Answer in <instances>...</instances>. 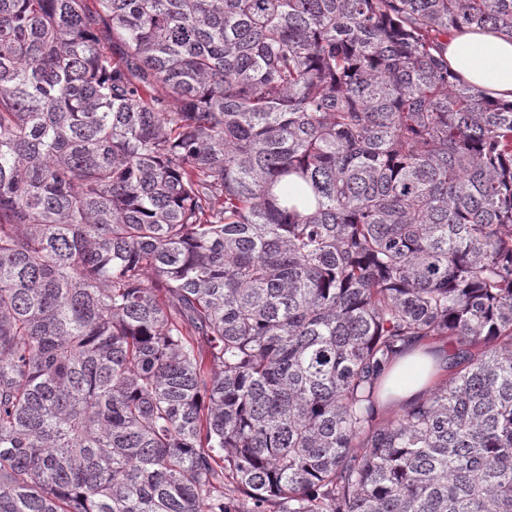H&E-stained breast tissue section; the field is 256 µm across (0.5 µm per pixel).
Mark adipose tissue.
Listing matches in <instances>:
<instances>
[{
	"mask_svg": "<svg viewBox=\"0 0 512 512\" xmlns=\"http://www.w3.org/2000/svg\"><path fill=\"white\" fill-rule=\"evenodd\" d=\"M446 56L450 68L472 86L496 98L512 100V38L493 32L466 31L448 37ZM407 363L416 365L412 379H403L402 368H395L386 383L395 401L410 406L421 400L431 378L446 364L442 351L430 352L417 346Z\"/></svg>",
	"mask_w": 512,
	"mask_h": 512,
	"instance_id": "ef3b65f1",
	"label": "adipose tissue"
}]
</instances>
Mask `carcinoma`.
I'll use <instances>...</instances> for the list:
<instances>
[{"label": "carcinoma", "instance_id": "1", "mask_svg": "<svg viewBox=\"0 0 512 512\" xmlns=\"http://www.w3.org/2000/svg\"><path fill=\"white\" fill-rule=\"evenodd\" d=\"M475 28L512 0H0V512H512ZM446 358L444 351L427 352L424 346H416L411 355L398 364L386 383L395 401L404 406H411L421 400L431 378L443 371L440 368L446 365ZM408 364H416L418 373L412 379L402 381L403 369Z\"/></svg>", "mask_w": 512, "mask_h": 512}]
</instances>
